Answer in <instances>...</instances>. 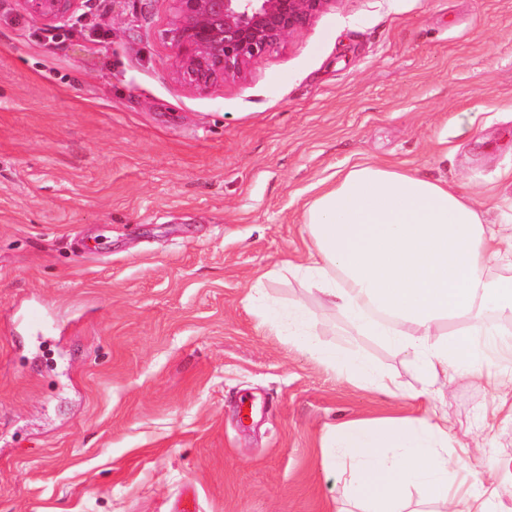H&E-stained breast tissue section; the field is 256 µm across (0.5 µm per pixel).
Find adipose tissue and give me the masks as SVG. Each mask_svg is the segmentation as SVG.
Listing matches in <instances>:
<instances>
[{"instance_id":"ef3b65f1","label":"adipose tissue","mask_w":512,"mask_h":512,"mask_svg":"<svg viewBox=\"0 0 512 512\" xmlns=\"http://www.w3.org/2000/svg\"><path fill=\"white\" fill-rule=\"evenodd\" d=\"M489 222L482 206L447 182L386 162L340 173L303 213L310 245L300 264L285 263L317 298L342 312L355 330L412 357L426 387L490 378L501 345L496 322L512 315V278L489 276V262L512 267V202ZM473 320L447 331L448 321ZM348 470L347 494L387 512L409 487L447 512H492L498 483L512 479V456L491 450L492 479L464 491L463 459L448 457L442 416L354 420L330 437Z\"/></svg>"}]
</instances>
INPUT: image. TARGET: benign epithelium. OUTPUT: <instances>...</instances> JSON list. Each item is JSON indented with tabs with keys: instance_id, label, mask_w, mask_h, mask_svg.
<instances>
[{
	"instance_id": "obj_1",
	"label": "benign epithelium",
	"mask_w": 512,
	"mask_h": 512,
	"mask_svg": "<svg viewBox=\"0 0 512 512\" xmlns=\"http://www.w3.org/2000/svg\"><path fill=\"white\" fill-rule=\"evenodd\" d=\"M49 28L76 21L78 0H18ZM165 37L173 67L190 88L207 91L242 76L275 44L304 29L332 0H169Z\"/></svg>"
}]
</instances>
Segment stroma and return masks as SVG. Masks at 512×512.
I'll return each mask as SVG.
<instances>
[{
	"instance_id": "1",
	"label": "stroma",
	"mask_w": 512,
	"mask_h": 512,
	"mask_svg": "<svg viewBox=\"0 0 512 512\" xmlns=\"http://www.w3.org/2000/svg\"><path fill=\"white\" fill-rule=\"evenodd\" d=\"M0 0V512H363L329 433L448 419L512 452V363L422 396L413 361L292 276L303 206L366 160L512 198V0H331L242 77L190 89L168 0ZM301 302L308 350L268 317ZM40 309L43 327L25 321ZM360 354L390 395L319 355ZM79 0H18L22 10L33 20L49 28L73 24Z\"/></svg>"
}]
</instances>
